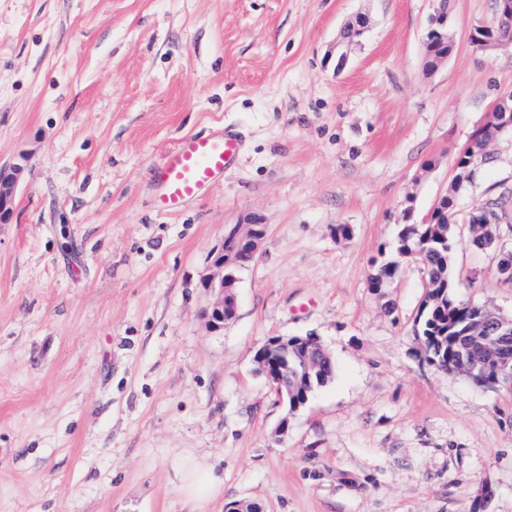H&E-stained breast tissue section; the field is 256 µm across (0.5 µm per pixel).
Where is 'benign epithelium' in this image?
I'll use <instances>...</instances> for the list:
<instances>
[{"instance_id":"7a95c632","label":"benign epithelium","mask_w":512,"mask_h":512,"mask_svg":"<svg viewBox=\"0 0 512 512\" xmlns=\"http://www.w3.org/2000/svg\"><path fill=\"white\" fill-rule=\"evenodd\" d=\"M367 28V19L359 15L355 20L347 23L337 45L347 47L364 34ZM491 119L499 126V133L512 134V91L503 93L495 102ZM25 157L7 168H0V224H9L14 214V199L20 186L24 173L23 161ZM512 222V209L507 207L498 215H489L481 206H474L464 212L466 224H509ZM265 235L263 224H237L225 235L224 240L236 241L245 239L252 254H257L259 245ZM482 248H495L500 254L499 266L505 272L512 271V249L508 250L503 243L501 230H496L494 237L481 239ZM234 259L227 255L225 247L213 252V258L208 272L201 279V287L214 300L205 310L204 315L212 329L224 326V323L234 318L236 312L237 278L232 267ZM469 314L466 319L464 335L469 337L472 348L477 353L476 362L449 367L448 372L460 373L467 378L474 374L481 377L492 376L498 383H512V316H506L497 309L486 305H477L467 302ZM295 352L304 369H310V364L319 356L328 353L324 346L315 347L311 343V336H278L266 342L256 354L255 362L258 369L263 372L275 393L284 401L290 403V410L295 411L304 405L308 397L298 396L297 387L290 386L275 372L271 371L268 361L274 355H288Z\"/></svg>"}]
</instances>
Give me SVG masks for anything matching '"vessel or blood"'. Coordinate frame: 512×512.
<instances>
[{
  "label": "vessel or blood",
  "mask_w": 512,
  "mask_h": 512,
  "mask_svg": "<svg viewBox=\"0 0 512 512\" xmlns=\"http://www.w3.org/2000/svg\"><path fill=\"white\" fill-rule=\"evenodd\" d=\"M238 136L223 127L203 136L188 135L168 150L154 172L158 185V205L175 213L197 198L239 157Z\"/></svg>",
  "instance_id": "vessel-or-blood-1"
}]
</instances>
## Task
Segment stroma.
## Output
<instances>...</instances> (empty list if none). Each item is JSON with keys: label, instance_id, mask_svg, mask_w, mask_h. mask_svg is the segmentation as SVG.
Instances as JSON below:
<instances>
[{"label": "stroma", "instance_id": "obj_1", "mask_svg": "<svg viewBox=\"0 0 512 512\" xmlns=\"http://www.w3.org/2000/svg\"><path fill=\"white\" fill-rule=\"evenodd\" d=\"M0 0V165L26 156L0 224V512H512V386L432 365L415 336L425 274L369 277L419 224L512 90V49L469 43L492 0ZM369 19L344 66V24ZM243 150L180 212L153 171L188 134ZM459 200L512 185V138ZM267 227L209 328L200 281L225 228ZM351 229L338 237L337 225ZM456 293L512 315L498 256L458 226ZM318 336L332 380L297 411L258 371L273 336ZM224 479L206 501L180 474Z\"/></svg>", "mask_w": 512, "mask_h": 512}]
</instances>
